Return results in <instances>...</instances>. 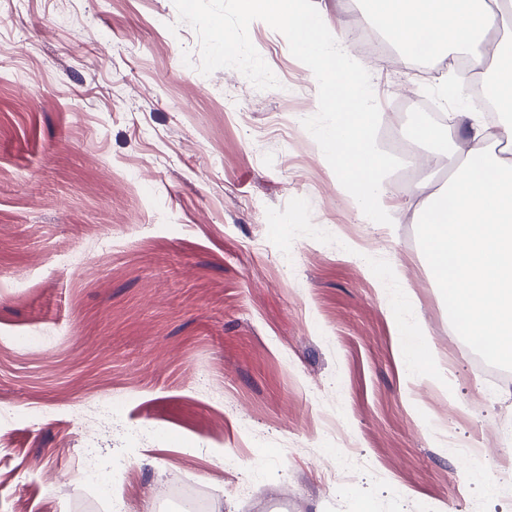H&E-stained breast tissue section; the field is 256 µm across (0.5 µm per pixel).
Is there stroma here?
Returning a JSON list of instances; mask_svg holds the SVG:
<instances>
[{
    "mask_svg": "<svg viewBox=\"0 0 512 512\" xmlns=\"http://www.w3.org/2000/svg\"><path fill=\"white\" fill-rule=\"evenodd\" d=\"M249 35L279 88L202 75L173 0H0V512H111L88 447L121 512H182L179 482L220 512H512V362L463 348L398 174V224L357 221L311 70ZM358 61L408 139L438 79ZM458 132L418 181L447 185ZM403 336H414L412 338L404 339L405 364L408 368H413L417 365L423 368L426 361L424 358V347L419 336H424V333L421 329H417L415 331H411L409 334H404Z\"/></svg>",
    "mask_w": 512,
    "mask_h": 512,
    "instance_id": "obj_1",
    "label": "stroma"
}]
</instances>
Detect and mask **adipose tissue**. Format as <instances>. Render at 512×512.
<instances>
[{"label": "adipose tissue", "mask_w": 512, "mask_h": 512, "mask_svg": "<svg viewBox=\"0 0 512 512\" xmlns=\"http://www.w3.org/2000/svg\"><path fill=\"white\" fill-rule=\"evenodd\" d=\"M366 16L399 47L404 64L426 44L429 56L484 58L474 47L496 15L486 0H367ZM468 150L447 188L429 191L419 222L438 283L464 334L481 332L494 352L512 358V155L495 152L512 129L494 130L464 113Z\"/></svg>", "instance_id": "ef3b65f1"}]
</instances>
